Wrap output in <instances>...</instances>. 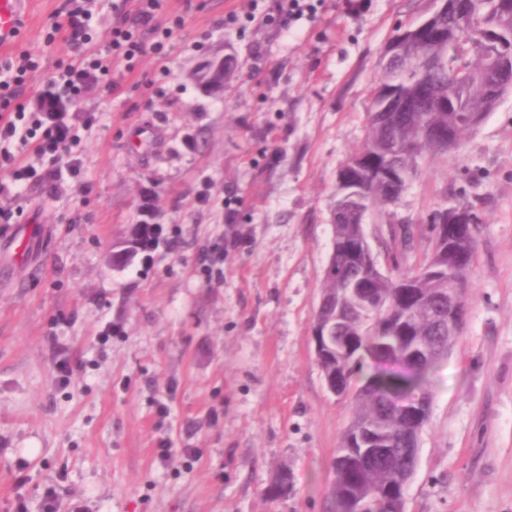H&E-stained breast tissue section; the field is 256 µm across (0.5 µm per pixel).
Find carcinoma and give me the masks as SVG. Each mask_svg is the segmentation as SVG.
<instances>
[{
    "mask_svg": "<svg viewBox=\"0 0 512 512\" xmlns=\"http://www.w3.org/2000/svg\"><path fill=\"white\" fill-rule=\"evenodd\" d=\"M505 7L512 12V0H470L465 24L448 22L446 14L438 17L434 33L420 41L426 50L415 63L407 68L382 66L373 99H392L405 109L368 113L361 154L346 162L350 177L362 180V190L350 194L336 183L332 221L336 273L323 277V307L317 315L336 319L351 352L338 357L331 351L320 367L323 380L350 400L352 415L333 459L335 478L329 492L333 512H376L377 503L363 496L368 487L383 491L391 503L398 499L413 462L409 449L420 447V434L429 419L438 348L448 349V338L438 330L435 318L448 315V289L467 286L476 253L474 232L467 228L476 218L473 209L443 204L446 234L431 242L422 262L404 270L396 267L388 274L373 273L366 269L356 242L358 217L384 214L396 205L419 158L460 149L476 118L470 108L480 103L486 86L470 82L459 89L454 112L440 111L418 91L428 86L446 90L456 79L454 71L480 70L481 57L467 51L465 40ZM450 42L457 47L448 59ZM491 49L508 57L512 67V31ZM447 128L453 142L428 140ZM157 244L155 225L146 220L134 225L126 239L125 263ZM291 489L292 474L283 465L266 494L278 498Z\"/></svg>",
    "mask_w": 512,
    "mask_h": 512,
    "instance_id": "obj_1",
    "label": "carcinoma"
}]
</instances>
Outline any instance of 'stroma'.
I'll use <instances>...</instances> for the list:
<instances>
[{"instance_id":"stroma-1","label":"stroma","mask_w":512,"mask_h":512,"mask_svg":"<svg viewBox=\"0 0 512 512\" xmlns=\"http://www.w3.org/2000/svg\"><path fill=\"white\" fill-rule=\"evenodd\" d=\"M67 0H33L12 53L36 63L19 89L51 92L70 50L49 38ZM246 0H166L134 72L115 66L66 97L82 173L58 166L0 195V512H331L333 459L350 416L326 388L312 326L332 245L339 167L362 145L378 62L431 0H322L280 31L229 28ZM102 55L126 0H91ZM174 27L170 39L161 31ZM235 54L212 96L196 74ZM472 205L479 222L461 335L432 375L406 512H512V92L454 155L420 160L389 216L366 231L379 262L409 222L401 265L431 247L426 218ZM151 219L158 246L114 256ZM37 244L23 263L22 241ZM73 369L56 372L60 361ZM178 448L159 461L163 445ZM288 496L266 494L280 465Z\"/></svg>"}]
</instances>
